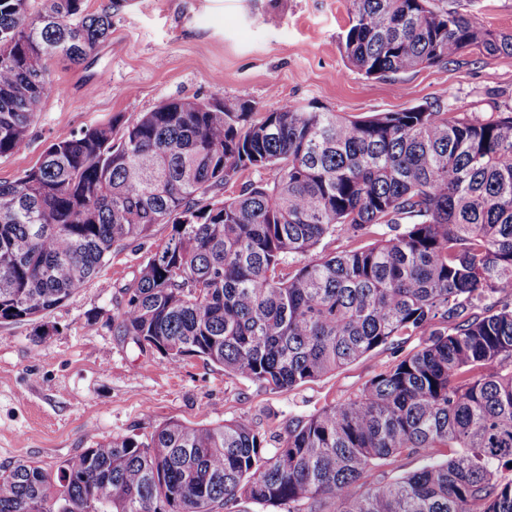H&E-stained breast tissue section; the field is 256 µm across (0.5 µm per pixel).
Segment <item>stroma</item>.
<instances>
[{
  "instance_id": "1",
  "label": "stroma",
  "mask_w": 512,
  "mask_h": 512,
  "mask_svg": "<svg viewBox=\"0 0 512 512\" xmlns=\"http://www.w3.org/2000/svg\"><path fill=\"white\" fill-rule=\"evenodd\" d=\"M488 28L512 33V0H447ZM347 0H132L112 15L108 43L83 64L51 63L26 147L0 157V182L35 166L47 146L117 113L133 118L166 100L239 97L268 112L282 99L344 115L440 104L489 117L512 112V55L465 54L448 64L368 79L348 72L340 40ZM107 86H95L100 73ZM170 228L112 254L99 274L48 313L51 334L28 321L0 323V465L61 461L120 436H144L178 419L245 417L266 437L288 418L346 399L391 362L375 351L290 391L225 375L196 357L169 363L118 335L121 288Z\"/></svg>"
}]
</instances>
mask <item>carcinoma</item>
<instances>
[{
  "instance_id": "1",
  "label": "carcinoma",
  "mask_w": 512,
  "mask_h": 512,
  "mask_svg": "<svg viewBox=\"0 0 512 512\" xmlns=\"http://www.w3.org/2000/svg\"><path fill=\"white\" fill-rule=\"evenodd\" d=\"M32 2L0 0V157L26 146L48 63H83L125 0ZM340 49L349 71L383 79L512 55V34L443 0H350ZM200 103L116 114L0 183V322L43 318L168 224L122 290L118 333L138 347L276 392L376 350L394 360L289 419L274 448L242 417L169 420L54 478L0 466V512H512V112ZM339 233L370 243L317 255ZM400 457L425 464L394 477Z\"/></svg>"
}]
</instances>
